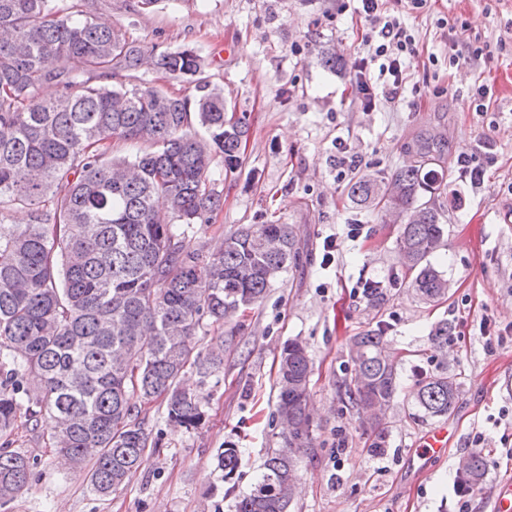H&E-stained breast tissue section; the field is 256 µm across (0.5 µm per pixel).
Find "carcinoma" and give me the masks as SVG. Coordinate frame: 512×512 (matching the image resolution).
<instances>
[{
  "instance_id": "obj_1",
  "label": "carcinoma",
  "mask_w": 512,
  "mask_h": 512,
  "mask_svg": "<svg viewBox=\"0 0 512 512\" xmlns=\"http://www.w3.org/2000/svg\"><path fill=\"white\" fill-rule=\"evenodd\" d=\"M144 47L83 9V0H0V436L25 417L50 449L79 470L94 492L123 488L143 464L150 432L132 406L164 397L167 419L197 428L200 399L180 387L194 367L208 376L222 364L223 343L202 358L192 337L222 326L260 303L296 257L288 224H244L215 252L195 243L221 199L214 165L239 170L245 118H226L224 96L202 92L203 60L192 48L152 51L157 69L195 84L198 96L138 79ZM83 64V79L71 61ZM52 85L58 94L43 99ZM144 149L114 156L112 142ZM421 164L376 177H353L349 200L365 209L407 216L396 240L411 286L436 301L448 280L428 262L444 236L442 212L422 200L447 185L424 171L430 147L416 145ZM25 224L11 222L14 211ZM355 376L347 384L358 405L384 412L397 392L396 369L382 332L352 344ZM306 346L293 339L279 365L277 412L294 433L273 451L234 512H288L282 485L295 479L312 430ZM31 375L35 385L25 383ZM457 384L446 374L420 382L419 405L447 414ZM464 489L479 486L487 461L468 455ZM225 475L240 466L239 449L218 457ZM30 462L0 451V501L29 481Z\"/></svg>"
}]
</instances>
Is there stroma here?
Returning a JSON list of instances; mask_svg holds the SVG:
<instances>
[{"instance_id":"1","label":"stroma","mask_w":512,"mask_h":512,"mask_svg":"<svg viewBox=\"0 0 512 512\" xmlns=\"http://www.w3.org/2000/svg\"><path fill=\"white\" fill-rule=\"evenodd\" d=\"M85 9L144 47L197 50L207 90L223 93L248 119L241 173L227 176L220 164L213 170L221 205L200 235L205 250H217L242 224H289L298 257L259 305L194 336L203 357L224 344L220 371L204 377L190 368L181 377L202 400L198 428L169 423L162 401L142 405L153 445L127 486L102 496L87 471L70 469L19 423L8 447L29 458L31 476L0 512H234L236 496L285 445L275 411L278 365L295 338L313 363V433L290 512H457L463 503L468 512H491L489 489L512 477V0H431L428 11L409 17L419 42L406 61L410 87L398 104L382 100L372 110L353 86L362 26L337 14L336 0H156L146 9L136 0H86ZM441 17L490 60L449 65ZM327 49L343 58L344 71L321 65ZM481 83L492 94L479 111L472 93ZM425 136L440 146L448 185L436 200L444 238L430 257L448 280L439 303L410 287L397 225L360 209L345 191L355 175L417 164L415 143ZM340 140L359 161L343 173ZM471 154L484 159L477 185L460 164ZM353 224L359 237L349 235ZM365 279L381 282L383 301L357 294ZM443 320L451 340L439 351L431 331ZM375 328L398 384L378 450L369 417L342 389L354 376L353 336ZM442 372L455 376L458 393L448 414L431 416L415 395L422 378ZM443 424L455 433L447 454L422 459L424 433ZM227 445L241 452L229 479L218 465ZM474 451L486 456L488 470L480 488L464 494L458 463Z\"/></svg>"}]
</instances>
